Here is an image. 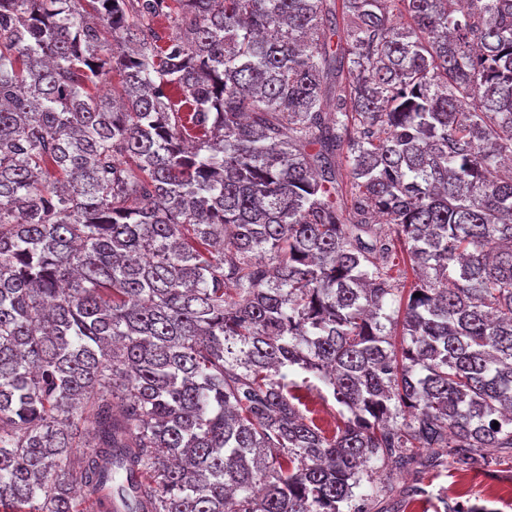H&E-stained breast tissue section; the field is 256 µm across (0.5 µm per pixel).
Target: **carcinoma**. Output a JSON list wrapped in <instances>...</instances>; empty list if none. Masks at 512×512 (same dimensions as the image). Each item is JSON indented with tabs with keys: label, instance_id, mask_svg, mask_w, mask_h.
Listing matches in <instances>:
<instances>
[{
	"label": "carcinoma",
	"instance_id": "carcinoma-1",
	"mask_svg": "<svg viewBox=\"0 0 512 512\" xmlns=\"http://www.w3.org/2000/svg\"><path fill=\"white\" fill-rule=\"evenodd\" d=\"M506 459L512 0H0V512H406ZM300 396L305 404V406L301 405L300 408L307 418L315 419L317 423L325 428L331 429L334 427L341 406L334 401L332 396L328 395L325 400H322L315 391L310 393L306 390H301Z\"/></svg>",
	"mask_w": 512,
	"mask_h": 512
}]
</instances>
